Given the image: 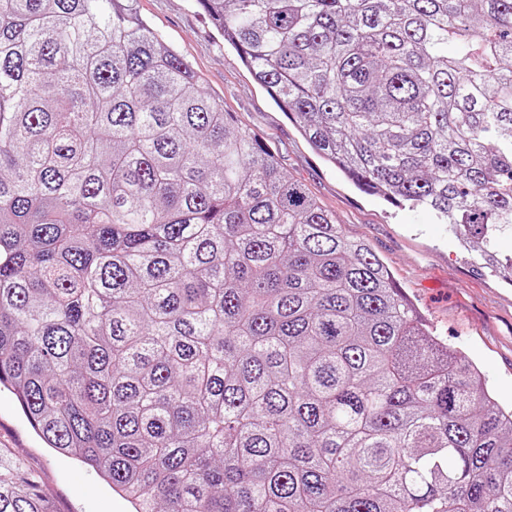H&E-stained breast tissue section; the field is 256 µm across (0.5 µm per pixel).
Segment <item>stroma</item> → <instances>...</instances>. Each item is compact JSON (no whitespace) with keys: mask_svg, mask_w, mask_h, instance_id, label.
Listing matches in <instances>:
<instances>
[{"mask_svg":"<svg viewBox=\"0 0 512 512\" xmlns=\"http://www.w3.org/2000/svg\"><path fill=\"white\" fill-rule=\"evenodd\" d=\"M136 7L191 64L205 92L270 146L281 171L335 214L349 237L368 245L428 324L481 369L496 401L511 407L512 271H476L448 225L427 211L361 192L325 163L225 44L197 0H137ZM0 448L39 475L54 512H129V504L94 472L46 448L6 389L0 391Z\"/></svg>","mask_w":512,"mask_h":512,"instance_id":"35a3bbf8","label":"stroma"}]
</instances>
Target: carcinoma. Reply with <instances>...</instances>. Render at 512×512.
<instances>
[{"instance_id": "1", "label": "carcinoma", "mask_w": 512, "mask_h": 512, "mask_svg": "<svg viewBox=\"0 0 512 512\" xmlns=\"http://www.w3.org/2000/svg\"><path fill=\"white\" fill-rule=\"evenodd\" d=\"M359 190L493 272L512 0H198ZM131 512H512V408L135 0H0V386ZM0 512H54L0 449Z\"/></svg>"}]
</instances>
